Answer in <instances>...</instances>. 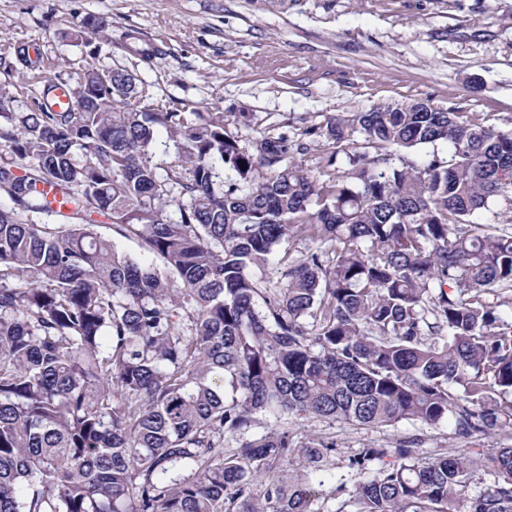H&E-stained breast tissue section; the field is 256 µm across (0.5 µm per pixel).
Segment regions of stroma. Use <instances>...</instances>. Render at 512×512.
Returning a JSON list of instances; mask_svg holds the SVG:
<instances>
[{"mask_svg":"<svg viewBox=\"0 0 512 512\" xmlns=\"http://www.w3.org/2000/svg\"><path fill=\"white\" fill-rule=\"evenodd\" d=\"M87 18L99 33L77 40ZM31 46L35 66L16 50ZM152 48L150 58L139 48ZM123 69L145 104L220 112L244 138L287 132L383 103L437 107L512 130V0H0V96L32 110L46 79ZM298 436H331L337 481L359 449L419 434L424 455L454 454L447 427L367 428L286 415L263 420Z\"/></svg>","mask_w":512,"mask_h":512,"instance_id":"35a3bbf8","label":"stroma"}]
</instances>
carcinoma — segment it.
Returning a JSON list of instances; mask_svg holds the SVG:
<instances>
[{"label": "carcinoma", "instance_id": "cac0c4a2", "mask_svg": "<svg viewBox=\"0 0 512 512\" xmlns=\"http://www.w3.org/2000/svg\"><path fill=\"white\" fill-rule=\"evenodd\" d=\"M60 85L80 111L51 108ZM60 85L21 114L0 97V190L70 205L62 224L0 210V512H324L336 442L257 435L259 413L446 424L470 444L359 449L348 467L369 478L332 487L339 512H512V445L475 446L512 429V218L476 219L512 207V131L384 104L306 130L333 153L305 168L285 132L148 111L126 70ZM160 128L178 148L163 178ZM296 234L315 247L291 259Z\"/></svg>", "mask_w": 512, "mask_h": 512}]
</instances>
